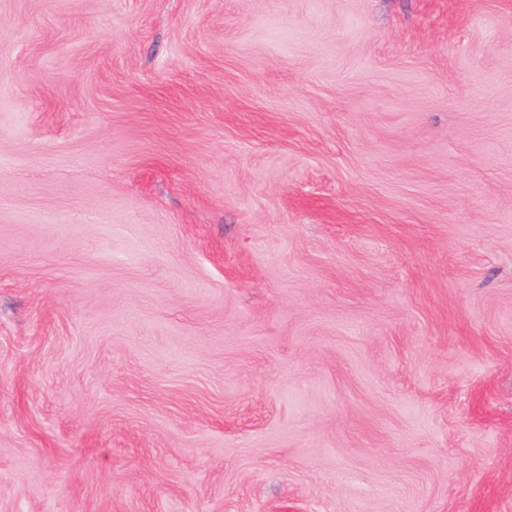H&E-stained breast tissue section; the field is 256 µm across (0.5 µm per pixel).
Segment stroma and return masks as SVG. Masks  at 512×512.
I'll use <instances>...</instances> for the list:
<instances>
[{"instance_id":"obj_1","label":"stroma","mask_w":512,"mask_h":512,"mask_svg":"<svg viewBox=\"0 0 512 512\" xmlns=\"http://www.w3.org/2000/svg\"><path fill=\"white\" fill-rule=\"evenodd\" d=\"M0 512H512V0H0Z\"/></svg>"}]
</instances>
